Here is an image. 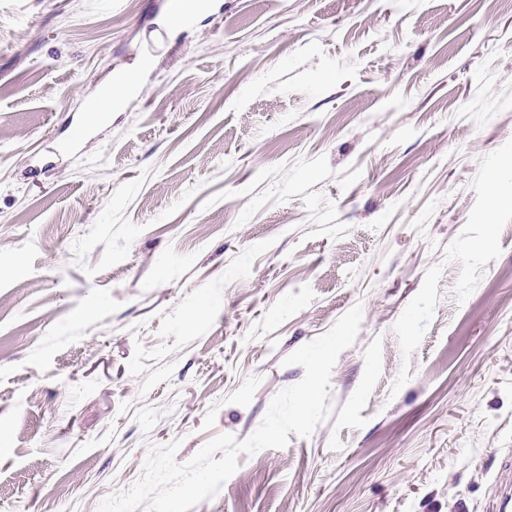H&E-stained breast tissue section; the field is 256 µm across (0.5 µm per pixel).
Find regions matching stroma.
I'll list each match as a JSON object with an SVG mask.
<instances>
[{
	"instance_id": "obj_1",
	"label": "stroma",
	"mask_w": 512,
	"mask_h": 512,
	"mask_svg": "<svg viewBox=\"0 0 512 512\" xmlns=\"http://www.w3.org/2000/svg\"><path fill=\"white\" fill-rule=\"evenodd\" d=\"M177 3L0 0V512H97L150 445L247 438L357 305L330 420L191 512H487L512 0ZM125 91L126 87L124 82L116 81L107 86L101 94L97 109L94 111H90L95 113H91L89 115V122H97V118L99 115L98 113L112 112V108L115 106V102L119 101V98L122 99Z\"/></svg>"
}]
</instances>
